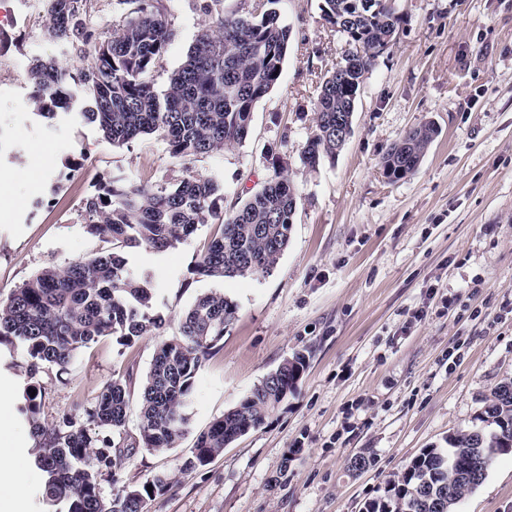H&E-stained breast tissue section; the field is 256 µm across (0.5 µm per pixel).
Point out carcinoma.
<instances>
[{
    "mask_svg": "<svg viewBox=\"0 0 512 512\" xmlns=\"http://www.w3.org/2000/svg\"><path fill=\"white\" fill-rule=\"evenodd\" d=\"M48 35L62 43L91 47L88 63L75 70L52 59L34 58L28 67L33 114L51 122L83 88L92 106L82 113L114 144L157 133L170 154L206 155L242 143L252 109L280 81L291 31L275 8L278 0L250 5L243 15L218 19L219 35L195 38L184 61L159 88L148 79L172 36L161 0H120L132 8L112 25L95 22L93 0H44ZM324 19L346 38L339 63L326 69L318 86L314 131L301 161L314 169L336 158V117L353 116L367 74L388 48L403 16L395 0H324ZM438 134L422 123L393 143L381 160L386 177L401 180L421 163L419 152ZM223 187L211 177L189 176L168 186L135 184L115 176L85 203L88 230L112 241V250L64 267L47 266L0 301V344L22 348L24 404L45 475L42 498L63 512H145L148 500L165 494L167 475L140 487L123 488L105 499L102 472L115 469L136 448L165 452L178 447L187 426L185 408L201 364L224 337L237 306L220 291L199 295L184 311L177 334L161 341L140 382L139 432L121 450L99 431L122 434L128 416L127 382L107 381L75 415L54 425L40 418L44 369L66 371L77 353L101 337L128 344L154 335L163 319L153 311L154 283L122 255L125 248L164 253L184 243L200 224L217 234L196 265L201 276L233 279L268 274L288 247L301 195L277 171L263 187L228 212L218 210ZM280 388L259 382L233 408L196 438L182 469L206 465L224 447L264 424L282 402ZM512 452V380L497 384L475 423L448 436V449L425 448L364 503L363 512H438L436 501L453 503L485 479L498 455ZM153 490H148V487Z\"/></svg>",
    "mask_w": 512,
    "mask_h": 512,
    "instance_id": "cac0c4a2",
    "label": "carcinoma"
}]
</instances>
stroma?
<instances>
[{
  "label": "stroma",
  "mask_w": 512,
  "mask_h": 512,
  "mask_svg": "<svg viewBox=\"0 0 512 512\" xmlns=\"http://www.w3.org/2000/svg\"><path fill=\"white\" fill-rule=\"evenodd\" d=\"M163 4L173 37L149 74L160 87L200 31L247 10L244 0ZM321 5L279 0L288 52L278 85L253 108L247 139L180 159L156 133L112 144L81 116L87 92L53 122L39 120L27 106L30 60L73 70L82 51L49 38L43 0H0V174L10 198L0 214V300L46 266L107 249L87 230L83 206L113 175L153 184L212 177L224 187V211L281 168L302 194L288 247L267 275L194 273L211 224L163 254L128 250L130 265L153 278L159 335L129 345L100 338L67 373L41 376L48 425L90 403L108 379H126L122 437L132 441L140 381L160 341L176 335L200 294L219 290L236 304L193 379L180 446L136 450L116 477L101 478L109 496L170 475L147 512H361L421 449L446 447L512 378V0H397L404 21L365 80L351 137L335 160L311 169L300 154L314 130L317 87L345 44ZM425 121L439 133L417 171L389 181L383 154ZM298 351L308 364L296 392L208 464L182 470L197 434ZM15 437L24 512H47L26 420ZM364 449L368 470L352 471ZM456 512H512L511 454L495 459Z\"/></svg>",
  "instance_id": "stroma-1"
}]
</instances>
